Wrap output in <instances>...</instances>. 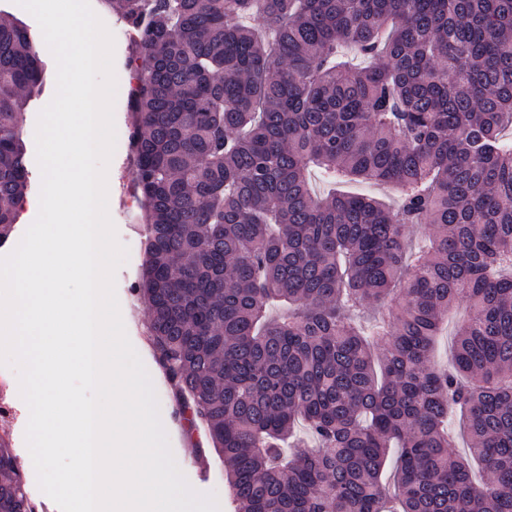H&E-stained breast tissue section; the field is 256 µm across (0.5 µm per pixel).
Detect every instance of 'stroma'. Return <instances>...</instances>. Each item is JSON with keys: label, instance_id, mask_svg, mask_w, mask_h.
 Wrapping results in <instances>:
<instances>
[{"label": "stroma", "instance_id": "35a3bbf8", "mask_svg": "<svg viewBox=\"0 0 512 512\" xmlns=\"http://www.w3.org/2000/svg\"><path fill=\"white\" fill-rule=\"evenodd\" d=\"M97 16L115 34L114 70L120 76L114 102L116 146L108 166L107 179L112 184V209L110 217L116 227L119 242L128 249V260L116 272V291L122 304L121 312L126 317L125 328L135 350L148 372H155L158 363L148 343L147 313L137 299L133 288L138 279L143 257L144 228L146 213L142 207L133 205L135 186L132 182L133 156L129 146L132 115L129 100L130 84L125 76L126 62L136 51L135 36L113 11L108 0H90ZM45 75L42 90L33 96L26 107L23 119L22 139L28 161V187L25 193L27 204L21 210L11 233L12 238L21 239L38 214L36 203L41 188V172L36 160V147L33 132L37 125L40 110L53 98L56 92V63L53 56H45ZM16 372L8 367H0V392H7L9 400L16 407L14 421H0V436L8 435L10 446L16 459H23L28 448L25 442V429L28 413L22 400L12 388L17 385ZM182 472L190 485L201 493L216 494L220 512H234V507L224 488V465L213 448H204L193 465L183 466Z\"/></svg>", "mask_w": 512, "mask_h": 512}]
</instances>
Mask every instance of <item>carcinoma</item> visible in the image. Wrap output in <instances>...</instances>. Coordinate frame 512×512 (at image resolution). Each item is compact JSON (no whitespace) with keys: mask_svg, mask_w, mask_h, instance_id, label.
<instances>
[{"mask_svg":"<svg viewBox=\"0 0 512 512\" xmlns=\"http://www.w3.org/2000/svg\"><path fill=\"white\" fill-rule=\"evenodd\" d=\"M113 6L142 57L134 292L235 512H512V0ZM43 77L27 29L0 21V238ZM314 171L391 186L398 207L320 195ZM415 224L428 243L411 256ZM387 300L360 331L353 316ZM457 411L467 457L448 433ZM0 512H35L2 436ZM468 318V311L464 307H458L448 314V322L442 335L438 339L435 360L442 366L449 364L453 352V333L457 325Z\"/></svg>","mask_w":512,"mask_h":512,"instance_id":"cac0c4a2","label":"carcinoma"}]
</instances>
